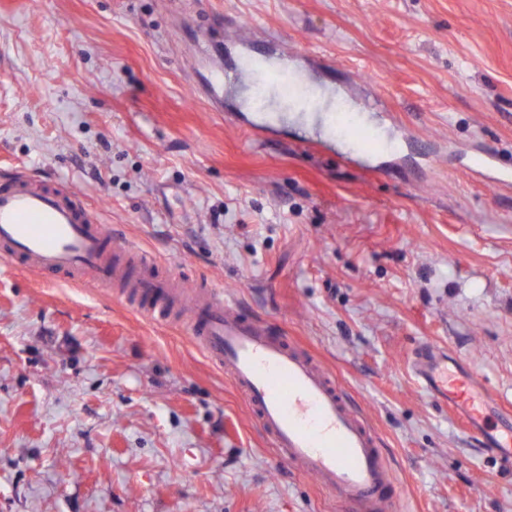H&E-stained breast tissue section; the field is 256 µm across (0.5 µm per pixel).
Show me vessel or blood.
I'll return each mask as SVG.
<instances>
[{"mask_svg":"<svg viewBox=\"0 0 512 512\" xmlns=\"http://www.w3.org/2000/svg\"><path fill=\"white\" fill-rule=\"evenodd\" d=\"M209 95L224 105V65L209 60ZM112 235L98 224L84 196L73 186L47 183L24 171L0 182V255L39 274L61 273L75 285L100 288L119 281L154 321L168 324L175 308L189 314L188 332L209 361L223 370L270 436L281 457L336 495L348 512H393L384 488L394 480L374 429L347 402L329 370L265 321L242 318L223 291L188 289L156 260L141 254L139 267L112 257ZM446 351L427 344L415 353L413 371L436 400L462 421L486 448L512 460V418L491 426L483 409L491 399L476 374L466 380L468 403L448 396L452 380Z\"/></svg>","mask_w":512,"mask_h":512,"instance_id":"vessel-or-blood-1","label":"vessel or blood"}]
</instances>
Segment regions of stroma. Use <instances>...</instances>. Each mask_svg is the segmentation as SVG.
<instances>
[{"label":"stroma","mask_w":512,"mask_h":512,"mask_svg":"<svg viewBox=\"0 0 512 512\" xmlns=\"http://www.w3.org/2000/svg\"><path fill=\"white\" fill-rule=\"evenodd\" d=\"M391 149L194 87L278 44ZM512 0H0V172L76 187L138 250L310 351L411 512H512V466L409 359L447 349L512 408ZM0 512H346L284 464L184 324L0 258ZM209 95L213 105L222 108L224 106V65L221 60L210 59Z\"/></svg>","instance_id":"1"}]
</instances>
